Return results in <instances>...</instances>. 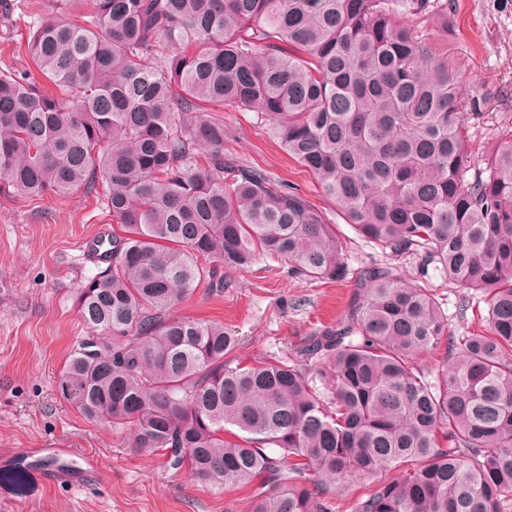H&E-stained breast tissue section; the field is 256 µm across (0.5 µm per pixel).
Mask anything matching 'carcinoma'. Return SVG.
<instances>
[{
	"mask_svg": "<svg viewBox=\"0 0 512 512\" xmlns=\"http://www.w3.org/2000/svg\"><path fill=\"white\" fill-rule=\"evenodd\" d=\"M404 17L454 31L448 0H59L27 41L56 93L0 72V189L100 188L117 224L60 395L174 471L258 485L250 512H330L353 479L372 482L353 512H512V143L475 163L463 129L483 99L459 97L446 50ZM226 104L269 123L360 235L481 293L484 331L453 334L388 267L356 274L298 359L244 365L223 324L175 315L263 257L350 274L320 211L224 153L204 113ZM443 339L433 383L416 359Z\"/></svg>",
	"mask_w": 512,
	"mask_h": 512,
	"instance_id": "obj_1",
	"label": "carcinoma"
}]
</instances>
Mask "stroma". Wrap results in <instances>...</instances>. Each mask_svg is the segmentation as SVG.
<instances>
[{
  "instance_id": "1",
  "label": "stroma",
  "mask_w": 512,
  "mask_h": 512,
  "mask_svg": "<svg viewBox=\"0 0 512 512\" xmlns=\"http://www.w3.org/2000/svg\"><path fill=\"white\" fill-rule=\"evenodd\" d=\"M55 8L56 0H0V70H35L27 33ZM453 9L448 62L462 95L477 89L485 96L481 113L466 123L480 161L497 144L512 142V0H453ZM220 118L225 152L322 211L344 243L352 272L396 269L443 299L456 335L484 329L482 305H461L466 289L421 256L381 252L346 224L316 176L281 149L255 113L228 106ZM113 228L96 195L0 194V512H249L254 486L218 490L169 470L159 456L132 448L127 432L86 420L58 392V375L87 333L75 301L100 268L89 244ZM354 291L353 280L311 281L261 259L249 270L227 273L221 294L198 289L177 313L224 323L239 338L236 359L252 365L296 356L309 337L340 321ZM37 448L90 455L97 468L75 469L72 483L45 481L29 467ZM18 465L25 469L20 484L7 477Z\"/></svg>"
}]
</instances>
